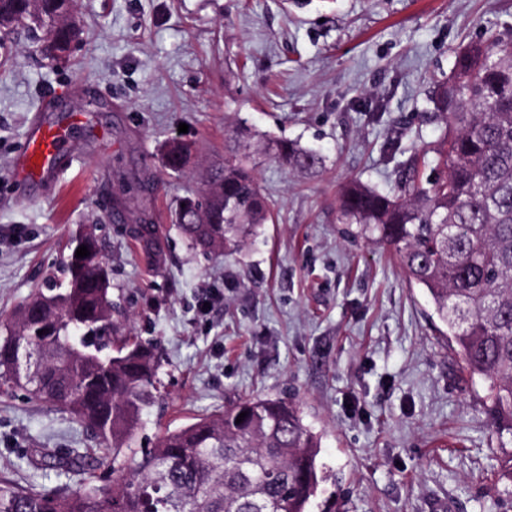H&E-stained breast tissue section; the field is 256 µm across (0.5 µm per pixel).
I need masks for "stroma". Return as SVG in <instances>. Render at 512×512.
Instances as JSON below:
<instances>
[{
  "label": "stroma",
  "mask_w": 512,
  "mask_h": 512,
  "mask_svg": "<svg viewBox=\"0 0 512 512\" xmlns=\"http://www.w3.org/2000/svg\"><path fill=\"white\" fill-rule=\"evenodd\" d=\"M68 61L24 34L0 39V323L57 272L90 229L112 269L125 334L162 349L160 398L140 441L252 397L292 398L321 437L336 512H512V482L482 381L449 349L395 253L338 223L357 177L393 190L413 146L437 141L436 82L471 41L512 40V0H77ZM57 182L20 187L15 161L35 115L68 125ZM325 160L305 176L261 157L272 222L240 253L190 248L179 198L201 194L238 120ZM187 133H179V124ZM198 150L166 170L164 145ZM136 224L155 227L146 260ZM102 460L84 429L17 391L0 396V480L53 490L80 474L57 454Z\"/></svg>",
  "instance_id": "stroma-1"
}]
</instances>
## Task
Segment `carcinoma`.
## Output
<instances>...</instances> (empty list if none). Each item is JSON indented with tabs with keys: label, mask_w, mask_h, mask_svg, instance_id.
Here are the masks:
<instances>
[{
	"label": "carcinoma",
	"mask_w": 512,
	"mask_h": 512,
	"mask_svg": "<svg viewBox=\"0 0 512 512\" xmlns=\"http://www.w3.org/2000/svg\"><path fill=\"white\" fill-rule=\"evenodd\" d=\"M63 7L0 0V33L42 32V51L60 59L81 31L75 9L63 19ZM432 102L443 137L409 157L393 192L344 183L338 219L395 252L463 371L486 382L501 472L512 480V42L459 48ZM250 148L240 144L224 157L203 198L181 199L175 222L192 247L237 251L272 220ZM194 151L188 142L164 155V166L180 172ZM275 155L311 175L323 166L321 155L296 142H277ZM426 167L437 176L423 178ZM82 245L90 255L77 258ZM70 250L62 279L21 305L0 336V393L23 390L67 414L112 459L116 477L98 485L84 458L56 456L49 466L81 471V484L37 491L0 480V512H310L329 474L318 462L320 436L292 399H244L135 450L158 399L160 350L118 335L111 270L94 232L74 237Z\"/></svg>",
	"instance_id": "1"
}]
</instances>
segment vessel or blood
Listing matches in <instances>:
<instances>
[{
  "mask_svg": "<svg viewBox=\"0 0 512 512\" xmlns=\"http://www.w3.org/2000/svg\"><path fill=\"white\" fill-rule=\"evenodd\" d=\"M67 146L64 129L41 118H34L26 146L17 160V180L23 184H33L47 178Z\"/></svg>",
  "mask_w": 512,
  "mask_h": 512,
  "instance_id": "b4317fda",
  "label": "vessel or blood"
}]
</instances>
